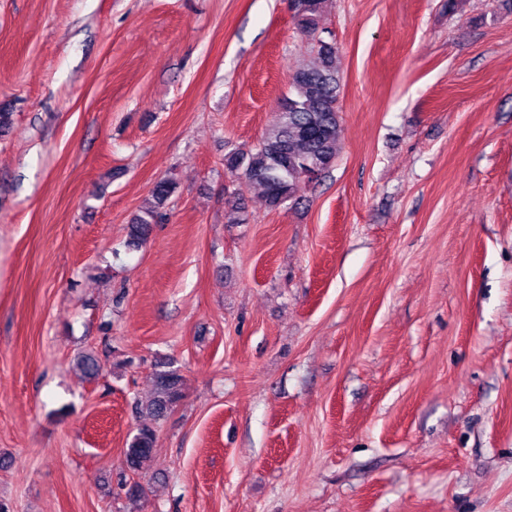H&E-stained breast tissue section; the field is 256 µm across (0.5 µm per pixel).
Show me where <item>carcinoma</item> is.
<instances>
[{
	"instance_id": "cac0c4a2",
	"label": "carcinoma",
	"mask_w": 512,
	"mask_h": 512,
	"mask_svg": "<svg viewBox=\"0 0 512 512\" xmlns=\"http://www.w3.org/2000/svg\"><path fill=\"white\" fill-rule=\"evenodd\" d=\"M326 0H288V10L300 31L312 38L315 61L300 66L290 78L293 95L279 102L278 122L256 146L244 152L224 155V169L243 176L262 188V200L269 210L288 202L295 204L304 191L327 177L336 161L341 123L340 80L336 72L338 48L317 37ZM176 189L170 180H159L151 189L148 205L132 221L130 241L145 243L151 226L165 220L168 201ZM155 396L143 409L142 422L127 448V471L139 474L151 460L157 438L156 424L183 397V376L169 363L157 367Z\"/></svg>"
}]
</instances>
